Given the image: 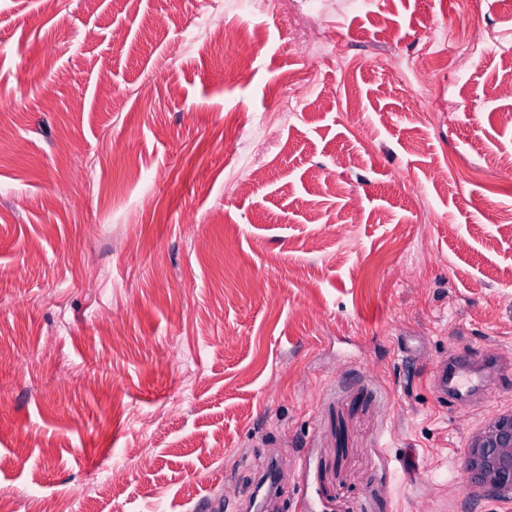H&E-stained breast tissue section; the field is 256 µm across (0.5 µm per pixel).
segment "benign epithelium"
Instances as JSON below:
<instances>
[{
	"label": "benign epithelium",
	"instance_id": "1",
	"mask_svg": "<svg viewBox=\"0 0 512 512\" xmlns=\"http://www.w3.org/2000/svg\"><path fill=\"white\" fill-rule=\"evenodd\" d=\"M468 468L481 488L503 498L512 496V412L487 422L473 435Z\"/></svg>",
	"mask_w": 512,
	"mask_h": 512
}]
</instances>
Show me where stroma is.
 Masks as SVG:
<instances>
[{"label": "stroma", "mask_w": 512, "mask_h": 512, "mask_svg": "<svg viewBox=\"0 0 512 512\" xmlns=\"http://www.w3.org/2000/svg\"><path fill=\"white\" fill-rule=\"evenodd\" d=\"M223 2L0 0V512H512V0ZM473 358L467 354L452 353L448 363L437 366L432 374V386L439 399L457 407L467 402L473 392L482 386L483 371L473 369ZM468 468L476 484L503 498L512 495V412L485 424L473 435Z\"/></svg>", "instance_id": "1"}]
</instances>
